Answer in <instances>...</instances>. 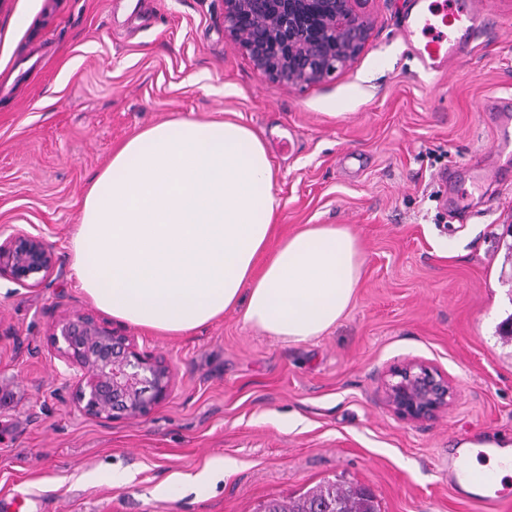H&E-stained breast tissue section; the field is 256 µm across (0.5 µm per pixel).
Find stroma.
Masks as SVG:
<instances>
[{
    "label": "stroma",
    "mask_w": 512,
    "mask_h": 512,
    "mask_svg": "<svg viewBox=\"0 0 512 512\" xmlns=\"http://www.w3.org/2000/svg\"><path fill=\"white\" fill-rule=\"evenodd\" d=\"M406 5L369 0L363 51L296 87L256 72L220 0H0V233L43 234L64 270L37 288L0 279V512H255L327 481L369 489L380 512H482L449 490L448 457L464 438L512 439V338L497 332L512 315V155L490 112L512 95V0H494L485 35L438 75L400 35ZM176 117L265 139L281 232L345 224L359 236L357 300L320 338L277 341L237 310L161 336L79 287L70 239L91 179L116 145ZM76 314L171 366L149 414L79 410L49 341ZM414 361L454 389L429 420L383 399L389 370ZM217 457L228 468L210 496L158 495ZM106 465L133 481L85 482Z\"/></svg>",
    "instance_id": "1"
}]
</instances>
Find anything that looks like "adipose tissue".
Wrapping results in <instances>:
<instances>
[{"label": "adipose tissue", "instance_id": "ef3b65f1", "mask_svg": "<svg viewBox=\"0 0 512 512\" xmlns=\"http://www.w3.org/2000/svg\"><path fill=\"white\" fill-rule=\"evenodd\" d=\"M275 184L266 142L245 124L176 118L141 130L85 194L70 244L80 288L163 336L237 307L278 340L323 336L357 299L360 241L342 224L277 236Z\"/></svg>", "mask_w": 512, "mask_h": 512}]
</instances>
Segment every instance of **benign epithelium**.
I'll return each instance as SVG.
<instances>
[{
  "mask_svg": "<svg viewBox=\"0 0 512 512\" xmlns=\"http://www.w3.org/2000/svg\"><path fill=\"white\" fill-rule=\"evenodd\" d=\"M366 2L221 0L219 20L264 78L302 87L326 80L364 49ZM61 274L42 234L0 240V278L37 288ZM51 336L78 379V404L85 414L106 421L142 415L168 396L169 365L92 317L68 318L54 326ZM384 396L399 417L424 420L448 408L453 387L431 367L411 362L390 372Z\"/></svg>",
  "mask_w": 512,
  "mask_h": 512,
  "instance_id": "1",
  "label": "benign epithelium"
}]
</instances>
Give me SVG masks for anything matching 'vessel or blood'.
Here are the masks:
<instances>
[{
  "instance_id": "1",
  "label": "vessel or blood",
  "mask_w": 512,
  "mask_h": 512,
  "mask_svg": "<svg viewBox=\"0 0 512 512\" xmlns=\"http://www.w3.org/2000/svg\"><path fill=\"white\" fill-rule=\"evenodd\" d=\"M492 0H410L400 22V32L421 69L443 71L449 61L463 55L480 36ZM464 455L448 460V484L456 497L476 501L484 512H499L502 490L490 494L464 491L459 483Z\"/></svg>"
}]
</instances>
